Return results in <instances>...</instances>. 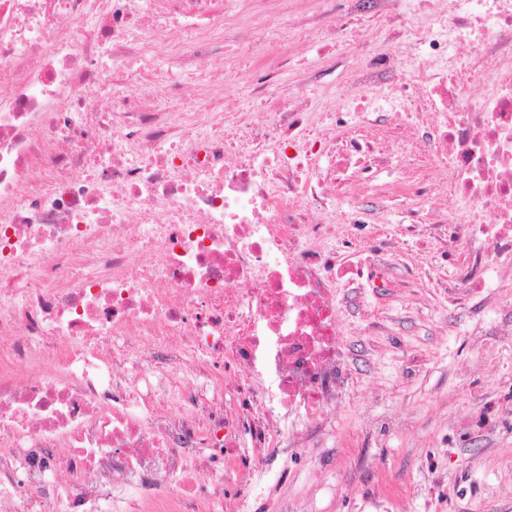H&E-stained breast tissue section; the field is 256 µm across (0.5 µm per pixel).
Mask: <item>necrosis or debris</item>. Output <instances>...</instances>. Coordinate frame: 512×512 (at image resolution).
Returning a JSON list of instances; mask_svg holds the SVG:
<instances>
[{"instance_id": "necrosis-or-debris-1", "label": "necrosis or debris", "mask_w": 512, "mask_h": 512, "mask_svg": "<svg viewBox=\"0 0 512 512\" xmlns=\"http://www.w3.org/2000/svg\"><path fill=\"white\" fill-rule=\"evenodd\" d=\"M247 2L0 0V512H208L233 481L252 512L351 383L340 289L512 269V0H354L353 100L265 79L257 114L203 71ZM391 134L430 164L380 231ZM409 223L407 207L401 201L395 199L389 204L388 209L380 215V223L377 224L383 230H391L396 224Z\"/></svg>"}]
</instances>
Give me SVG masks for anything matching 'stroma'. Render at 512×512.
I'll return each instance as SVG.
<instances>
[{"label":"stroma","mask_w":512,"mask_h":512,"mask_svg":"<svg viewBox=\"0 0 512 512\" xmlns=\"http://www.w3.org/2000/svg\"><path fill=\"white\" fill-rule=\"evenodd\" d=\"M346 16L352 0H262L267 39L224 48V96L244 112L261 103L247 78L274 70L281 86L317 72L310 94L327 108L350 97L357 60L305 38L289 52L287 29L318 14ZM341 341L353 393L306 454L273 458L256 512H512V288L485 314V291L407 284L347 288Z\"/></svg>","instance_id":"stroma-1"}]
</instances>
